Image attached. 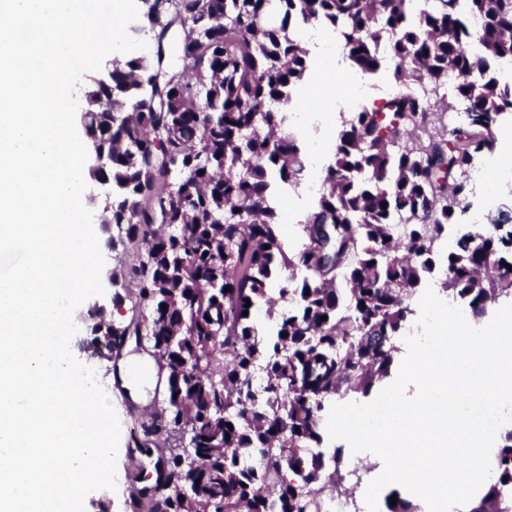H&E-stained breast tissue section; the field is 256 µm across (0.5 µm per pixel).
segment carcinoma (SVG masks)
<instances>
[{
    "instance_id": "cac0c4a2",
    "label": "carcinoma",
    "mask_w": 512,
    "mask_h": 512,
    "mask_svg": "<svg viewBox=\"0 0 512 512\" xmlns=\"http://www.w3.org/2000/svg\"><path fill=\"white\" fill-rule=\"evenodd\" d=\"M152 57L86 78L80 112L112 185L102 224L135 244L112 278L136 286L126 325L94 310L92 345L141 336L167 373L161 411L131 439L158 452L142 512H324L347 486L331 407L391 376L422 283L481 319L512 304V240L479 249L448 226L475 161L512 122V0H140ZM397 90L340 116L323 191L288 254L279 198L305 176L290 129L310 78L303 26ZM269 307L272 328L255 319ZM473 512H512V429Z\"/></svg>"
}]
</instances>
